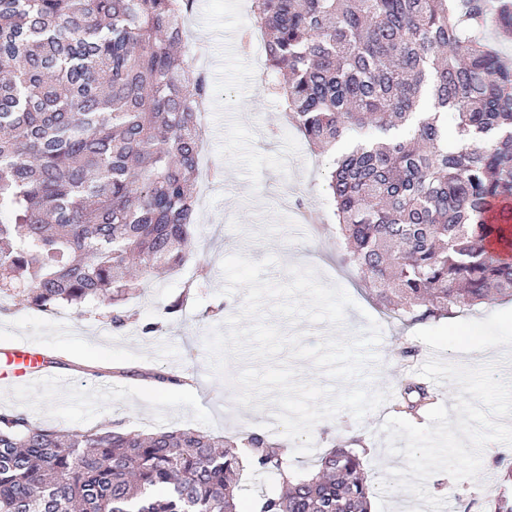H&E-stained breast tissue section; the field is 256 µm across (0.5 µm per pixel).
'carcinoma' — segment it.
<instances>
[{
  "mask_svg": "<svg viewBox=\"0 0 512 512\" xmlns=\"http://www.w3.org/2000/svg\"><path fill=\"white\" fill-rule=\"evenodd\" d=\"M194 2L0 0V296L22 284L42 312L106 302L120 329L124 270L184 263L211 94L184 40ZM253 17L268 69L288 74L292 126L346 144L326 191L381 305L414 323L511 297L512 62L472 30L489 17L512 39V0H254ZM239 444L282 484L259 512H369L351 448L296 476L257 432L74 431L6 411L0 512H242Z\"/></svg>",
  "mask_w": 512,
  "mask_h": 512,
  "instance_id": "1",
  "label": "carcinoma"
}]
</instances>
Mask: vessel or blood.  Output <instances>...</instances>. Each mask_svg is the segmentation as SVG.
I'll return each mask as SVG.
<instances>
[{
    "label": "vessel or blood",
    "instance_id": "obj_1",
    "mask_svg": "<svg viewBox=\"0 0 512 512\" xmlns=\"http://www.w3.org/2000/svg\"><path fill=\"white\" fill-rule=\"evenodd\" d=\"M70 377L43 349L22 342L0 347V387L36 382L50 388Z\"/></svg>",
    "mask_w": 512,
    "mask_h": 512
}]
</instances>
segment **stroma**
I'll list each match as a JSON object with an SVG mask.
<instances>
[{
    "label": "stroma",
    "instance_id": "1",
    "mask_svg": "<svg viewBox=\"0 0 512 512\" xmlns=\"http://www.w3.org/2000/svg\"><path fill=\"white\" fill-rule=\"evenodd\" d=\"M251 0H196L185 23L186 41L194 52L208 58L206 76L211 95L206 109L208 149L222 172L208 194L199 196L191 243L185 261L189 278L178 272L141 277L142 294L133 300L139 321L164 320L162 332L143 334L137 325L113 330L105 306L65 309L56 323L14 303L0 312V346L22 341L48 350L61 366L76 367L72 385L46 389L36 384L0 388V411H19L31 419L87 430L125 421L128 429L149 433L162 428H193L224 437L259 432L288 448L292 470L317 469L329 449H357L364 459V474L379 487L388 471L405 460L388 454L381 427L392 416L391 404L355 420L349 413L319 422L313 429L315 448L293 453L294 443L284 438L273 418V406L257 410L236 405L233 388L212 376L204 339L210 329L242 307V292L223 294L222 260L241 253L260 260L277 259L267 276L287 281L293 265L315 267L324 284L342 286L353 298L345 329L358 332L373 316L382 328L375 351L381 359L374 385L399 395L402 384L417 376L431 350L417 339L416 325H402L371 298L370 285L360 272L344 262V250L325 193L328 154L314 152L284 119L274 81L265 80L263 57L244 52L229 41L228 33L249 27ZM193 292L182 312L168 316L165 308L183 291ZM412 356H404V349ZM159 368L188 374L192 388H161L137 377L112 378V399L88 408L86 399L98 390V371ZM512 465V447L489 444L477 479L454 481L444 473L430 477L431 494L446 499V512H492L497 499L512 494L504 474Z\"/></svg>",
    "mask_w": 512,
    "mask_h": 512
}]
</instances>
